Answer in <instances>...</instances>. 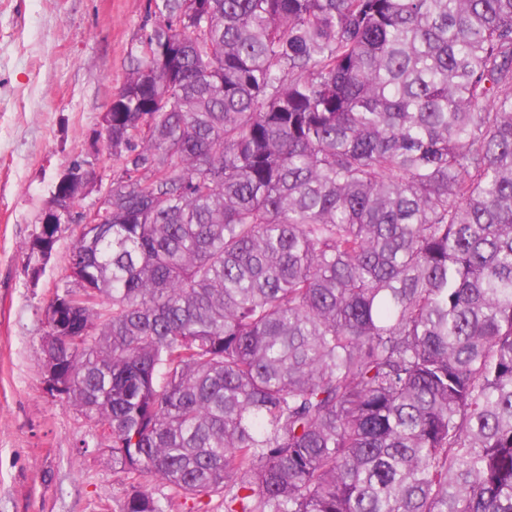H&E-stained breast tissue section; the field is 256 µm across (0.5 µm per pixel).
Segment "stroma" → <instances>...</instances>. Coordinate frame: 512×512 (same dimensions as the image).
<instances>
[{"instance_id":"35a3bbf8","label":"stroma","mask_w":512,"mask_h":512,"mask_svg":"<svg viewBox=\"0 0 512 512\" xmlns=\"http://www.w3.org/2000/svg\"><path fill=\"white\" fill-rule=\"evenodd\" d=\"M148 0H0V512H120L112 457L44 386L46 309L70 232L41 273L26 245L135 64Z\"/></svg>"}]
</instances>
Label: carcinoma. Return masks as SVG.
Masks as SVG:
<instances>
[{"instance_id":"carcinoma-1","label":"carcinoma","mask_w":512,"mask_h":512,"mask_svg":"<svg viewBox=\"0 0 512 512\" xmlns=\"http://www.w3.org/2000/svg\"><path fill=\"white\" fill-rule=\"evenodd\" d=\"M148 14L46 311L121 512H512V0Z\"/></svg>"}]
</instances>
